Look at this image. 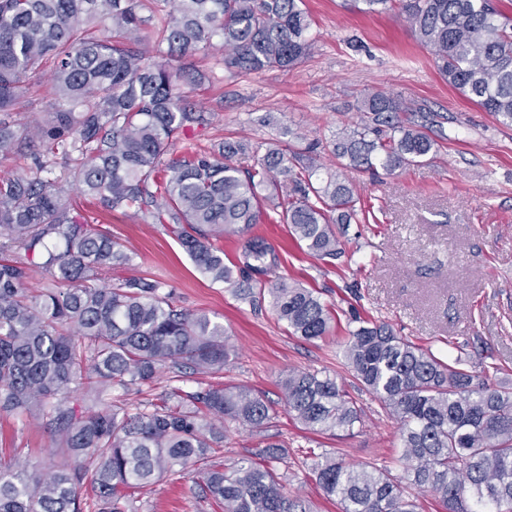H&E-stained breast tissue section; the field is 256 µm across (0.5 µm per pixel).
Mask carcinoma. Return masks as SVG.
<instances>
[{
  "mask_svg": "<svg viewBox=\"0 0 512 512\" xmlns=\"http://www.w3.org/2000/svg\"><path fill=\"white\" fill-rule=\"evenodd\" d=\"M367 13L394 8L432 54L448 85L512 126V19L496 0H362ZM169 10L161 11V6ZM149 14H144V10ZM159 19L151 56L141 37ZM110 20L112 38L89 25ZM315 44L304 0H0V112H10L47 75L54 102L32 141L64 159L58 175L42 161L24 176L0 177V412L45 419L72 458L43 475L0 459V512H83L90 480L99 512H139L135 493L188 474L224 512H306L284 492L282 446L269 443L221 466L213 461L235 424L262 430L277 411L245 386L153 390L163 372L216 375L233 348L224 324L173 305L161 283L102 275L130 264L125 246L88 223L72 187L112 212L137 208L166 224L197 272L257 305L264 299L304 340L330 332V307L316 291L271 281L274 248L252 235L268 212L299 245L331 264L345 255L341 226L358 216L342 170L392 171L423 165L438 143L383 91L361 100L360 122L334 136L336 171L321 175L314 148L258 150L224 141L217 153H173L180 135L205 125L175 61L224 50V70L291 68ZM27 140L0 118V155ZM244 240L238 262L224 263L213 240ZM50 286H28L31 272ZM344 356L354 378L400 424L403 474L310 450L301 461L341 512H419L410 489L435 495L447 512H512V385L494 382L470 360L445 362L386 323L352 315ZM83 390L79 412L69 395ZM284 409L318 433L361 422L337 378L292 370L281 380Z\"/></svg>",
  "mask_w": 512,
  "mask_h": 512,
  "instance_id": "carcinoma-1",
  "label": "carcinoma"
}]
</instances>
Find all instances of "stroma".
Listing matches in <instances>:
<instances>
[{
  "label": "stroma",
  "mask_w": 512,
  "mask_h": 512,
  "mask_svg": "<svg viewBox=\"0 0 512 512\" xmlns=\"http://www.w3.org/2000/svg\"><path fill=\"white\" fill-rule=\"evenodd\" d=\"M305 7L316 42L290 69L231 73L213 52L181 59L201 80L191 100L207 122L177 141L174 152L213 151L228 138L266 147L288 131L326 142L359 120L360 100L372 91L433 116L439 149L431 164L349 172L360 212L344 238L346 254L335 264L308 255L288 225L264 220L253 229L276 251L275 279L316 290L335 310L329 336L303 340L269 304L249 305L210 284L167 226L146 212L87 207L83 214L133 257L130 266L113 270V278L159 281L179 307L223 323L236 351L224 369L225 384L247 386L277 404L288 371H323L342 381L362 409L353 432L316 433L282 411L260 432L230 427L221 452L231 462L252 457L269 439L284 445L293 474L286 491L299 492L311 512H340L337 500L297 465L300 450L317 448L396 475L403 470L396 421L353 378L344 358L351 312L389 324L443 360L468 356L512 381V126L450 87L397 11L365 14L357 0H305ZM16 455L42 472L68 460L46 422L23 425L5 415L0 457ZM199 491L192 476H171L138 497L143 512H222Z\"/></svg>",
  "instance_id": "1"
}]
</instances>
